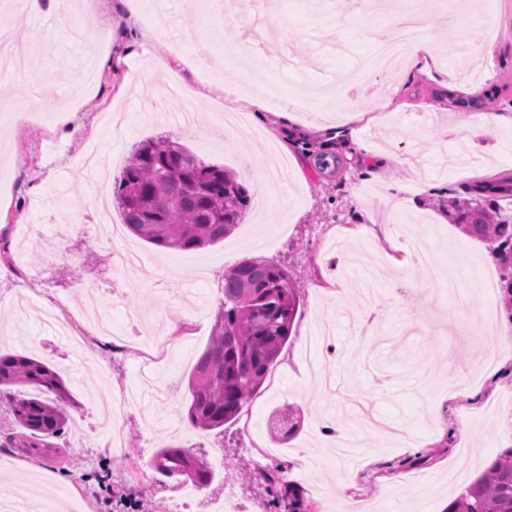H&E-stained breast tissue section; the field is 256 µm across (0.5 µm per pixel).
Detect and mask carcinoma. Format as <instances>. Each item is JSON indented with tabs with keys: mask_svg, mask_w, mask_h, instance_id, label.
Segmentation results:
<instances>
[{
	"mask_svg": "<svg viewBox=\"0 0 512 512\" xmlns=\"http://www.w3.org/2000/svg\"><path fill=\"white\" fill-rule=\"evenodd\" d=\"M438 99L458 109L483 110L487 99L451 90ZM113 196L130 232L164 249L196 250L217 244L241 223L251 197L239 177L199 159L178 142L148 138L137 144L115 180ZM512 196V175L480 180L471 197L448 198V219L466 236L491 249L498 286L512 320V217L496 218L493 202ZM300 291L286 267L267 258L244 260L224 273V299L208 345L188 378L190 423L212 431L232 421L263 384L290 339ZM33 392L28 393L26 389ZM20 431L4 436L0 448L27 454L56 452L52 439L69 419V390L62 377L32 355L0 353V406ZM299 424L284 417L272 439L285 442ZM154 468L165 477H183L198 488L214 473L203 458L173 445L158 449ZM272 503L288 512L303 506L298 486L283 481L276 468H259ZM445 512H512V448L502 451L473 482L461 488Z\"/></svg>",
	"mask_w": 512,
	"mask_h": 512,
	"instance_id": "carcinoma-1",
	"label": "carcinoma"
}]
</instances>
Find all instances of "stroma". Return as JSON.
Wrapping results in <instances>:
<instances>
[{
	"label": "stroma",
	"mask_w": 512,
	"mask_h": 512,
	"mask_svg": "<svg viewBox=\"0 0 512 512\" xmlns=\"http://www.w3.org/2000/svg\"><path fill=\"white\" fill-rule=\"evenodd\" d=\"M0 12V28L16 32L27 49L22 72H0V102L27 105V119L54 116L53 142L21 126L0 123V352L33 355L53 367L73 400L56 457L33 460L0 448V482L27 486L23 512H46L34 487L46 473L63 512H156L171 503L180 478L152 467L158 448L174 444L210 455L224 451L211 485L198 492L208 512L234 484L249 512L274 507L264 485L246 480L259 466L281 468L304 491L309 512H445L461 487L512 447V337L496 341L502 323L500 292L485 293L480 275L497 274L486 244L449 224V195L467 196L479 179L512 172V0H479L496 28L482 44L481 81L459 78L452 56L474 27L458 21L441 29L435 14L425 26L439 64L367 74L351 90L350 109L330 100L318 112H260L258 128L273 134L294 158L281 196L267 193L265 140L248 129L225 131L219 112L182 128L169 113L191 100L170 94L172 83L223 95L219 73L201 62L195 46L213 37L244 46L234 54L242 90L281 80L290 86H333L337 72L356 67L393 35L390 15L370 0H333L316 13L312 0H261L227 22L208 0H157L151 19L126 22L120 0H77L68 11L27 17L28 0ZM320 22L319 44L306 30ZM111 31L118 46L109 67L85 86L80 71L88 33ZM447 89L472 96L493 93L498 124L471 140L466 113L433 100ZM51 99L34 109L32 95ZM366 113L355 123L351 112ZM385 134L372 153L356 139ZM168 138L204 162L239 174L251 196L242 223L224 242L200 250H159L133 235L127 246L143 262L113 271L110 244L87 222L96 186L112 191L132 146ZM341 159L337 175L316 169L320 155ZM430 239L438 260L458 253L467 263L453 289L399 273L395 255L408 238ZM284 265L302 294L293 333L263 385L222 430L204 432L187 419L190 372L206 348L223 298L224 273L243 252ZM97 290L98 305L119 332L99 341L81 299ZM335 336L322 359L302 356L319 324ZM505 362L507 374L487 377L485 358ZM473 375L480 401L448 393L450 375ZM292 411L300 428L285 454L270 457L267 429L274 411ZM465 438H451L458 423ZM355 434L356 457L337 454L323 427Z\"/></svg>",
	"instance_id": "obj_1"
}]
</instances>
